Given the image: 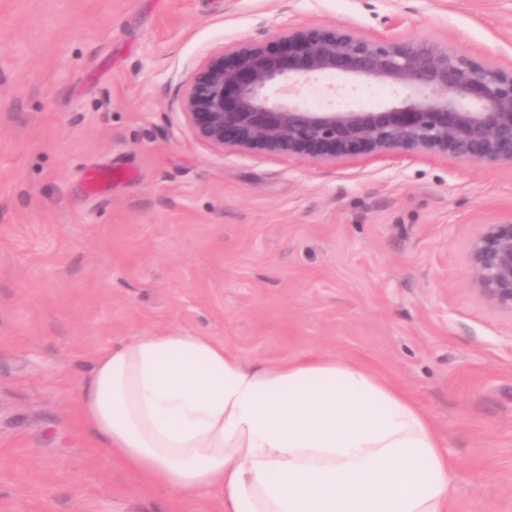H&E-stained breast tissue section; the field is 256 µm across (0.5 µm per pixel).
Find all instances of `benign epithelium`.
Here are the masks:
<instances>
[{
    "mask_svg": "<svg viewBox=\"0 0 512 512\" xmlns=\"http://www.w3.org/2000/svg\"><path fill=\"white\" fill-rule=\"evenodd\" d=\"M354 29L280 27L278 47L248 39L208 55L180 108L197 136L239 153L308 155L321 164L368 154L439 157L512 167V66L480 63L449 42ZM340 74L394 91L378 110L330 101L318 108L299 86ZM469 261L479 292L512 313V215L485 224Z\"/></svg>",
    "mask_w": 512,
    "mask_h": 512,
    "instance_id": "7a95c632",
    "label": "benign epithelium"
}]
</instances>
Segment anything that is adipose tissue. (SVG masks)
I'll list each match as a JSON object with an SVG mask.
<instances>
[{"mask_svg": "<svg viewBox=\"0 0 512 512\" xmlns=\"http://www.w3.org/2000/svg\"><path fill=\"white\" fill-rule=\"evenodd\" d=\"M126 472L223 512H452L456 469L430 417L366 365L244 362L189 331L119 342L77 397Z\"/></svg>", "mask_w": 512, "mask_h": 512, "instance_id": "adipose-tissue-1", "label": "adipose tissue"}]
</instances>
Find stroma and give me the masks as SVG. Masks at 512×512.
I'll return each mask as SVG.
<instances>
[{"label":"stroma","instance_id":"stroma-1","mask_svg":"<svg viewBox=\"0 0 512 512\" xmlns=\"http://www.w3.org/2000/svg\"><path fill=\"white\" fill-rule=\"evenodd\" d=\"M391 17L512 64V0H0V512H220L124 474L74 411L98 355L175 330L368 366L445 438L452 512H512V314L469 261L512 168L220 151L180 109L217 50Z\"/></svg>","mask_w":512,"mask_h":512}]
</instances>
